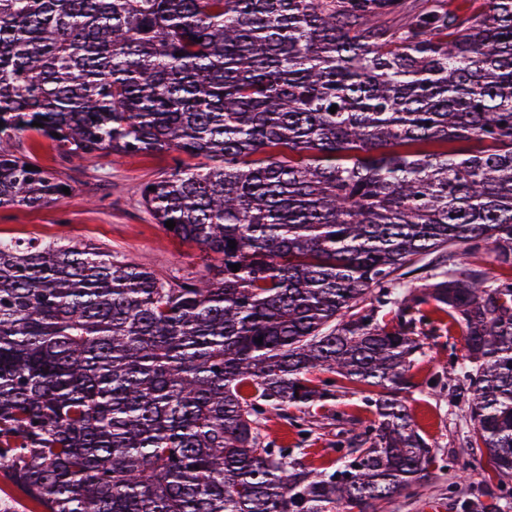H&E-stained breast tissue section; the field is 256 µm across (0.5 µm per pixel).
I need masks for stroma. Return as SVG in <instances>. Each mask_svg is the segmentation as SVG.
Listing matches in <instances>:
<instances>
[{
  "label": "stroma",
  "instance_id": "1",
  "mask_svg": "<svg viewBox=\"0 0 512 512\" xmlns=\"http://www.w3.org/2000/svg\"><path fill=\"white\" fill-rule=\"evenodd\" d=\"M17 149L42 167L62 172L71 190L58 203L0 209L1 239L93 244L170 279L205 273L209 254L200 245L167 235L142 203L144 185L172 171L178 153H97L66 161L54 143L36 131L21 135ZM419 341L405 403L416 430L435 448L444 467L433 470L417 498L396 499L383 512H465L471 486L483 480L485 457L466 446L473 425L465 414L462 379L453 372L463 359L464 342L448 315L434 310L419 328ZM375 418V408L363 394L342 389L313 406L268 415L259 431L265 445L291 449L304 466L333 470L344 464L354 434Z\"/></svg>",
  "mask_w": 512,
  "mask_h": 512
}]
</instances>
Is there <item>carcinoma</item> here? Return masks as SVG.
<instances>
[{
	"label": "carcinoma",
	"instance_id": "cac0c4a2",
	"mask_svg": "<svg viewBox=\"0 0 512 512\" xmlns=\"http://www.w3.org/2000/svg\"><path fill=\"white\" fill-rule=\"evenodd\" d=\"M0 121V208L66 197L16 152L32 129L65 159H204L142 198L217 259L171 281L92 244L0 239V461L36 506L417 496L437 455L400 392L433 303L465 342L467 447L490 465L466 507L489 512L512 480V284L467 255L512 268V0L478 16L454 0H0ZM432 254L446 271L379 322L367 297ZM344 381L377 415L349 462L263 445L266 414Z\"/></svg>",
	"mask_w": 512,
	"mask_h": 512
}]
</instances>
